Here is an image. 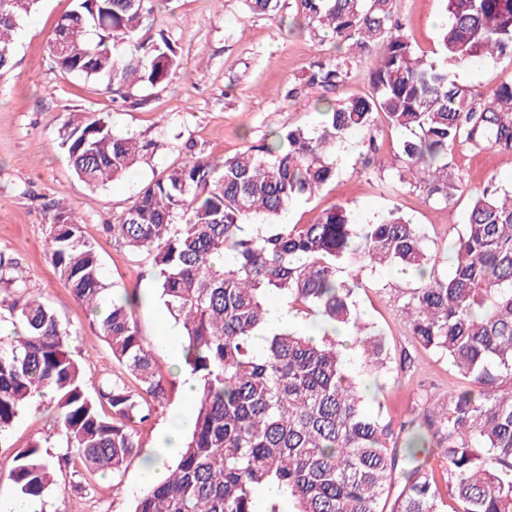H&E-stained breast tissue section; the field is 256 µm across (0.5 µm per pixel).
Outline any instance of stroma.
I'll list each match as a JSON object with an SVG mask.
<instances>
[{
  "mask_svg": "<svg viewBox=\"0 0 512 512\" xmlns=\"http://www.w3.org/2000/svg\"><path fill=\"white\" fill-rule=\"evenodd\" d=\"M72 6V0H40L38 10L22 23L11 71L0 76V254L18 261L30 286L41 289L69 330L73 354L93 384L118 365L96 335L89 311L57 279L47 258L52 202L74 204L81 212L85 236L98 249L110 290L142 296L135 317L167 382V402L140 427L142 451L121 479L65 467L38 502L40 512H130L143 489L145 454L161 447L167 418L183 401V383L160 345L162 330L178 335L182 329L159 298L149 257L114 243L102 226L169 167L198 156H234L262 143L273 128H315L320 120L315 95L305 91L292 97L288 91L309 65L334 57L338 48L331 38L291 30L296 0H281L279 11L269 14L251 12L246 0H157L153 28L176 46L182 65L166 84L138 89L123 101L107 93L102 82L51 68L49 35ZM393 11L416 50L432 54L445 14L442 0H393ZM458 76L474 92L487 93L497 84L512 83V55L460 66ZM78 111L111 113L115 131L149 143L148 154L108 187L86 186L70 170L56 134L57 119ZM362 151L358 135L337 149L336 180L291 206V223H311L336 204L365 220L395 209L422 226L433 255L450 256L467 222V197L456 195L445 203L429 198L401 183L397 168L363 169ZM449 162L471 189L491 182L512 189V150L477 153L460 146ZM361 277L366 288L359 294L360 313L384 333L391 359L377 376L361 372L355 360L350 368L367 397L397 425L422 411L424 395L445 396L462 380L446 358L412 343L400 321L406 294L420 287L419 278L369 267ZM49 432L42 406L27 407L0 437V479L10 475L22 448Z\"/></svg>",
  "mask_w": 512,
  "mask_h": 512,
  "instance_id": "35a3bbf8",
  "label": "stroma"
}]
</instances>
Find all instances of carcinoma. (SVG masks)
I'll return each instance as SVG.
<instances>
[{"label": "carcinoma", "mask_w": 512, "mask_h": 512, "mask_svg": "<svg viewBox=\"0 0 512 512\" xmlns=\"http://www.w3.org/2000/svg\"><path fill=\"white\" fill-rule=\"evenodd\" d=\"M39 0H0V72L11 67L22 20ZM303 30L321 31L349 52L312 64L304 87L332 92L356 57L374 60L369 92L320 96V129L271 133L230 158L196 157L139 191L104 233L146 254L160 297L182 323L184 364L197 382L195 424L167 479L137 497L132 512H255L254 494L283 487L300 512H512V194L488 187L471 198L468 222L439 272L427 237L391 210L357 222L343 205L310 224L278 223L290 205L337 176L336 146L368 134L365 165L384 166L371 130L384 115L407 133L401 171L428 197L448 202L461 188L448 170L460 143L481 152L512 149V83L476 94L454 69L512 54V0H445L438 57L419 54L393 22L392 0H299ZM152 0H74L54 27L52 67L121 98L156 87L181 66L164 33L143 39ZM57 141L89 187L122 178L148 145L114 133L109 116L71 113ZM46 253L59 280L89 309L96 334L118 363L89 391L58 315L30 287L19 263L0 254V309L23 332L0 342V434L36 398L53 417L44 439L15 456L17 494L40 499L53 481L57 436L66 461L119 475L140 448L138 426L169 390L134 317L137 299L108 298L95 245L75 205H51ZM254 223L255 232L244 233ZM421 270L408 292L405 325L414 342L448 359L465 386L423 421L393 427L366 404L345 366L336 327L351 331L364 369L387 363L384 335L357 305L360 268ZM279 295L314 317L322 333L268 323ZM265 332L262 349L253 338ZM446 464V488L429 466Z\"/></svg>", "instance_id": "obj_1"}]
</instances>
